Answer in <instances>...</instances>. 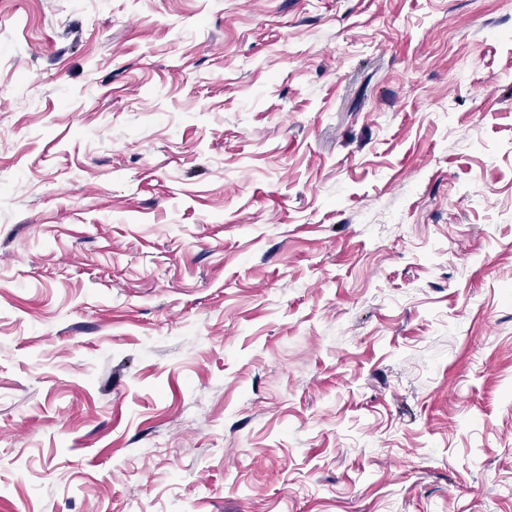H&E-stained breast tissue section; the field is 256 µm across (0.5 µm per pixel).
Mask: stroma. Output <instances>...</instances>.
<instances>
[{
	"label": "stroma",
	"instance_id": "obj_1",
	"mask_svg": "<svg viewBox=\"0 0 512 512\" xmlns=\"http://www.w3.org/2000/svg\"><path fill=\"white\" fill-rule=\"evenodd\" d=\"M0 512H512V0H0Z\"/></svg>",
	"mask_w": 512,
	"mask_h": 512
}]
</instances>
